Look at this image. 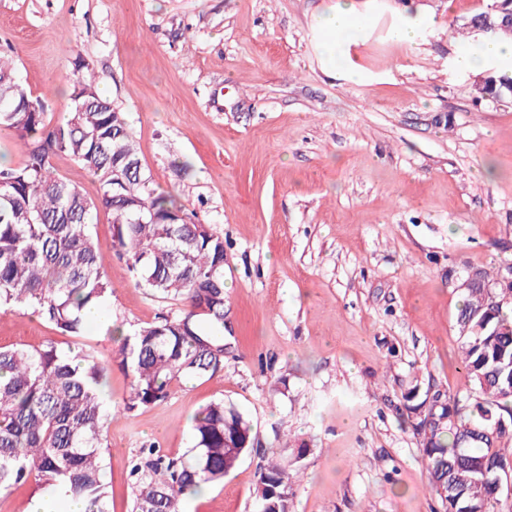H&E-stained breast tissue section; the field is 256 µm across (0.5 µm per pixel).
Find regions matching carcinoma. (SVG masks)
<instances>
[{
	"instance_id": "carcinoma-1",
	"label": "carcinoma",
	"mask_w": 512,
	"mask_h": 512,
	"mask_svg": "<svg viewBox=\"0 0 512 512\" xmlns=\"http://www.w3.org/2000/svg\"><path fill=\"white\" fill-rule=\"evenodd\" d=\"M15 66L0 54V129L25 153L17 166L0 165V312L27 308L64 336L87 328L83 310L112 295L103 254L92 233L99 211L112 215V249L130 277L162 299L179 301L176 317L140 326L121 340L118 366L132 376L124 410L165 399L174 382L210 378L224 368V237L205 224H131L112 198L115 165L138 160L124 113L88 103L79 90L65 117L46 122V106L18 109ZM476 98L512 99V69L499 67L474 87ZM71 156L99 184L89 199L54 172L51 159ZM128 179L131 210L148 220L184 205ZM499 276L473 274L457 322L462 338V394L428 387L408 410L420 437L428 487L442 512H495L506 471L512 470V289ZM108 364L89 348L63 352L0 347V491L30 477L51 492L82 499L84 512H109L102 464V428L109 416L101 382ZM250 422L231 404L213 401L194 415L192 446L177 460L157 458L154 477L136 495L135 512H181V499L224 479L251 452ZM294 475L268 459L255 493L256 512H288Z\"/></svg>"
}]
</instances>
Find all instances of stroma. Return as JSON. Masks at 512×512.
I'll use <instances>...</instances> for the list:
<instances>
[{"label": "stroma", "instance_id": "obj_1", "mask_svg": "<svg viewBox=\"0 0 512 512\" xmlns=\"http://www.w3.org/2000/svg\"><path fill=\"white\" fill-rule=\"evenodd\" d=\"M492 0H355L372 24L329 66L313 18L331 0H0V52L57 124L74 64L124 113L146 176L224 238V368L126 412L109 326L179 302L131 280L112 216L92 231L112 297L84 342L108 363L110 512H132L151 454H185L221 399L254 449L184 512H254L267 455L298 476L290 512H440L413 391L461 389L462 284L512 266V100L476 102L453 30ZM423 21L414 46L388 37ZM68 349L30 311L0 347Z\"/></svg>", "mask_w": 512, "mask_h": 512}]
</instances>
